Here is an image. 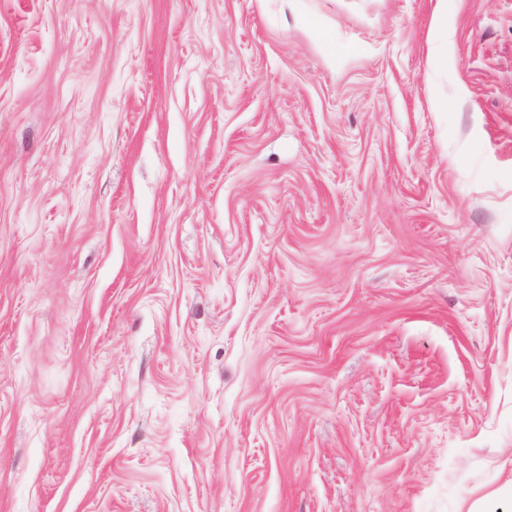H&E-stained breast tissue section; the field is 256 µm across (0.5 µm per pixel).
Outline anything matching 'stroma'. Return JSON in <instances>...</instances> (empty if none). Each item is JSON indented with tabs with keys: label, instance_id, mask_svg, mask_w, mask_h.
I'll return each instance as SVG.
<instances>
[{
	"label": "stroma",
	"instance_id": "stroma-1",
	"mask_svg": "<svg viewBox=\"0 0 512 512\" xmlns=\"http://www.w3.org/2000/svg\"><path fill=\"white\" fill-rule=\"evenodd\" d=\"M0 0V512H512V0Z\"/></svg>",
	"mask_w": 512,
	"mask_h": 512
}]
</instances>
